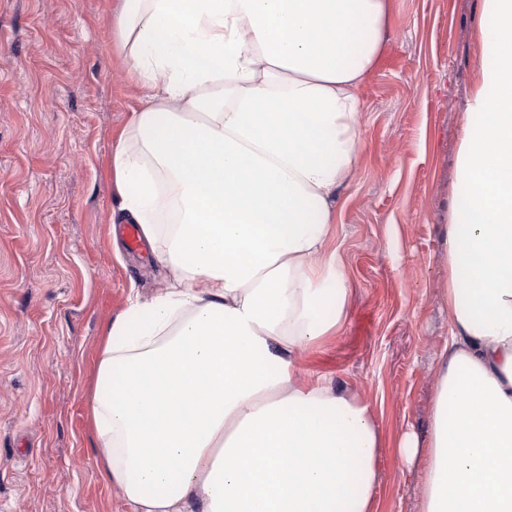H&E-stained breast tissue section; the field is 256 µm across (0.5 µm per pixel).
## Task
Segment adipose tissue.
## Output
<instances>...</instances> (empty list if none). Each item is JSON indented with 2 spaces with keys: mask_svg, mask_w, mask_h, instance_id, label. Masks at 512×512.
Listing matches in <instances>:
<instances>
[{
  "mask_svg": "<svg viewBox=\"0 0 512 512\" xmlns=\"http://www.w3.org/2000/svg\"><path fill=\"white\" fill-rule=\"evenodd\" d=\"M391 0H117L137 105L112 144L114 219L164 288L130 295L89 396L99 478L133 512H375L370 407L302 381L349 300L339 192ZM446 227L422 512H512V0H483Z\"/></svg>",
  "mask_w": 512,
  "mask_h": 512,
  "instance_id": "1",
  "label": "adipose tissue"
}]
</instances>
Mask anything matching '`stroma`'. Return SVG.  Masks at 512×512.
Listing matches in <instances>:
<instances>
[{"label": "stroma", "mask_w": 512, "mask_h": 512, "mask_svg": "<svg viewBox=\"0 0 512 512\" xmlns=\"http://www.w3.org/2000/svg\"><path fill=\"white\" fill-rule=\"evenodd\" d=\"M115 0H0V512H130L96 474L87 391L101 330L166 269L115 253L112 142L136 105L115 56ZM482 0H392L363 90L362 148L339 197L352 292L299 375L372 408L378 512H421L436 360L448 339L445 226L479 76Z\"/></svg>", "instance_id": "1"}]
</instances>
